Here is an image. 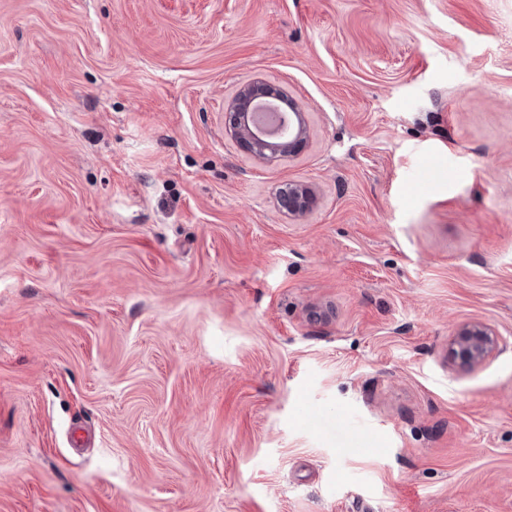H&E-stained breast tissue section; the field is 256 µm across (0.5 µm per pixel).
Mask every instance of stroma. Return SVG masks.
I'll return each mask as SVG.
<instances>
[{"mask_svg": "<svg viewBox=\"0 0 512 512\" xmlns=\"http://www.w3.org/2000/svg\"><path fill=\"white\" fill-rule=\"evenodd\" d=\"M0 512H512V0H0ZM258 96L256 84L248 82L240 85L231 101V110L236 112V120L226 129L227 135L247 153L255 158L272 163L283 157L297 154L308 137L305 119L300 112H296L290 104L291 117L289 126L286 124L284 134L288 138L280 142H270L252 124L250 109L253 100ZM311 200L313 192L309 186L293 184L288 187V201L281 203V206L293 217L301 218L310 209ZM499 343V334L486 324L465 322L454 332L451 355L457 367L469 370L481 365Z\"/></svg>", "mask_w": 512, "mask_h": 512, "instance_id": "1", "label": "stroma"}]
</instances>
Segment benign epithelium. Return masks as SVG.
<instances>
[{
	"instance_id": "obj_1",
	"label": "benign epithelium",
	"mask_w": 512,
	"mask_h": 512,
	"mask_svg": "<svg viewBox=\"0 0 512 512\" xmlns=\"http://www.w3.org/2000/svg\"><path fill=\"white\" fill-rule=\"evenodd\" d=\"M256 96V84L248 82L238 87L231 101V110L236 112V120L227 127V134L247 153L267 163L297 154L308 137L302 113L290 110L288 138L276 143L270 142L251 122L250 109ZM311 200L313 192L309 186L293 184L288 187V200L281 203V206L293 217L301 218L310 209ZM499 343V334L486 324L478 321L465 322L454 332L451 355L457 367L469 370L481 365Z\"/></svg>"
}]
</instances>
